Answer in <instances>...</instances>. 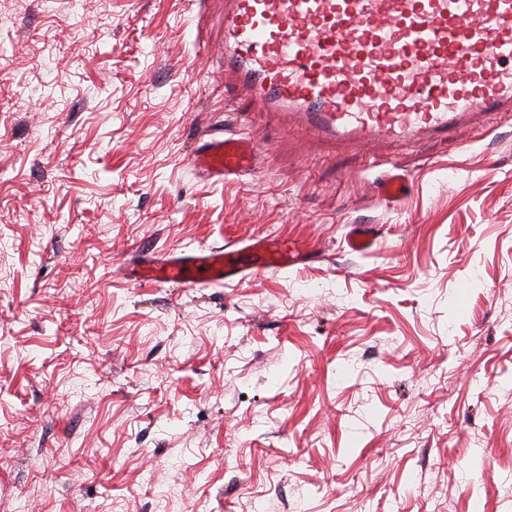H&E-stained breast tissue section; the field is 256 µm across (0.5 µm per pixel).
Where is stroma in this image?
<instances>
[{
  "mask_svg": "<svg viewBox=\"0 0 512 512\" xmlns=\"http://www.w3.org/2000/svg\"><path fill=\"white\" fill-rule=\"evenodd\" d=\"M220 125L257 175L196 176ZM259 235L318 258L119 269ZM0 506L512 512V120L327 147L226 100L224 0H0ZM399 171L400 168L393 164L383 177L380 195L382 201L388 206L400 202L407 190V178ZM310 249L302 242L278 236L255 237L238 249L209 248L171 251L143 262L123 264L126 276L170 288L238 283L268 269H287L308 262Z\"/></svg>",
  "mask_w": 512,
  "mask_h": 512,
  "instance_id": "35a3bbf8",
  "label": "stroma"
}]
</instances>
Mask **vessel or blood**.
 Wrapping results in <instances>:
<instances>
[{
	"mask_svg": "<svg viewBox=\"0 0 512 512\" xmlns=\"http://www.w3.org/2000/svg\"><path fill=\"white\" fill-rule=\"evenodd\" d=\"M224 89L283 112L310 136L353 146L464 141L512 113V0H224ZM255 141L208 131L189 163L217 181L257 174ZM407 179L384 175L382 201ZM309 249L278 236L238 249L171 251L124 262V274L171 288L242 282L306 264Z\"/></svg>",
	"mask_w": 512,
	"mask_h": 512,
	"instance_id": "b4317fda",
	"label": "vessel or blood"
}]
</instances>
